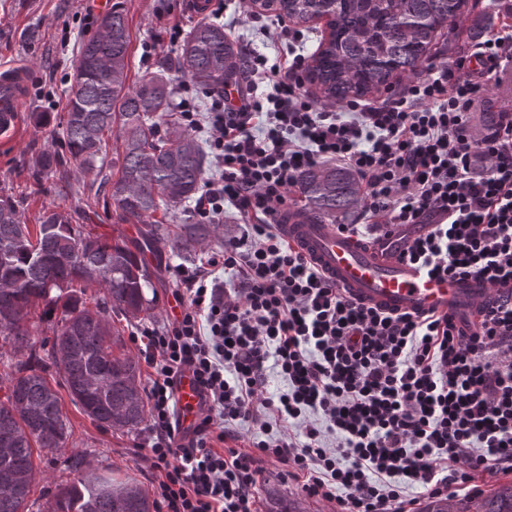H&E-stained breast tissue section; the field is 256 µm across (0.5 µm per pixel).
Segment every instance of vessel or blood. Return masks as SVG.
Listing matches in <instances>:
<instances>
[{"instance_id": "obj_1", "label": "vessel or blood", "mask_w": 512, "mask_h": 512, "mask_svg": "<svg viewBox=\"0 0 512 512\" xmlns=\"http://www.w3.org/2000/svg\"><path fill=\"white\" fill-rule=\"evenodd\" d=\"M24 85V72L19 66H0V120L8 125L17 121ZM281 230L348 298L384 312H432L448 316L469 330L479 324L482 307L512 293V287L492 286L473 277H434L402 261L395 247L406 234L402 228L395 229L388 242L365 245L337 232L334 225L314 224L294 212ZM176 397L183 411L181 430L191 432L196 424L199 390L190 374L181 376Z\"/></svg>"}]
</instances>
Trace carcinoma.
Wrapping results in <instances>:
<instances>
[{
  "label": "carcinoma",
  "mask_w": 512,
  "mask_h": 512,
  "mask_svg": "<svg viewBox=\"0 0 512 512\" xmlns=\"http://www.w3.org/2000/svg\"><path fill=\"white\" fill-rule=\"evenodd\" d=\"M468 0H263L260 11L304 25L324 20L325 46L308 65V81L330 104L388 91L401 78L422 73L438 34L454 23ZM130 29L117 5L82 43L68 112L60 122L62 148L86 171L103 154L104 134L116 133L122 151L112 157L109 199L115 218L145 224L144 241L168 238L172 252L190 259L224 238V225L194 222L171 234L155 220L189 202L199 189L204 152L196 136L175 117L169 69L202 91L220 89L238 74L237 50L212 23L195 27L173 64L127 84ZM62 155L43 152L32 163L39 178L59 172ZM303 213L315 224H334L362 197L356 174L318 165L298 178ZM14 194H0V362L11 369L9 394L0 399V512H29L28 496L38 471L33 456L58 460L73 435L58 392L42 375L51 358L73 401L103 427L132 433L147 421L139 362L109 313L129 323L149 318L156 289L141 258L143 246L107 241L74 224L64 210L46 209L35 228L21 223ZM103 289L95 307L88 286ZM61 308L53 338L34 347L32 315L40 303ZM43 353H38V350ZM72 478L46 488L38 512H158L155 500L135 479H115L87 456L63 460ZM422 512H512V484L487 496L455 504L433 498Z\"/></svg>",
  "instance_id": "1"
}]
</instances>
